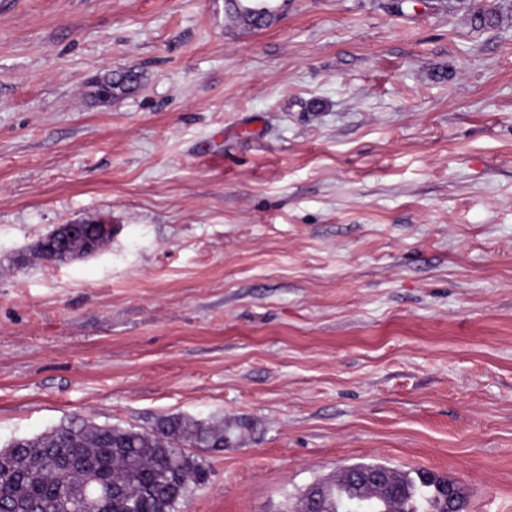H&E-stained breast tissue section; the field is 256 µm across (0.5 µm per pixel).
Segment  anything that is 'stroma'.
<instances>
[{"label":"stroma","instance_id":"stroma-1","mask_svg":"<svg viewBox=\"0 0 512 512\" xmlns=\"http://www.w3.org/2000/svg\"><path fill=\"white\" fill-rule=\"evenodd\" d=\"M387 2L0 0L1 447L244 421L179 512L358 462L512 512V0ZM75 221L111 241L14 265ZM273 0H226V10L230 18L243 23L249 28H262L271 24L276 18ZM140 76L133 70H122L110 73L94 83L95 95L99 99H112L133 91Z\"/></svg>","mask_w":512,"mask_h":512}]
</instances>
